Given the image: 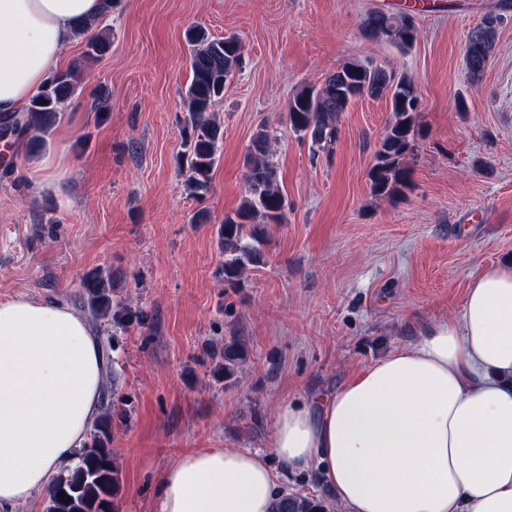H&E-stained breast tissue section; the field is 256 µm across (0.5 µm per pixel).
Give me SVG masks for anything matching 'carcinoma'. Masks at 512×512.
<instances>
[{
	"label": "carcinoma",
	"mask_w": 512,
	"mask_h": 512,
	"mask_svg": "<svg viewBox=\"0 0 512 512\" xmlns=\"http://www.w3.org/2000/svg\"><path fill=\"white\" fill-rule=\"evenodd\" d=\"M512 4L500 5V11L487 12L468 33L464 54L469 76L484 72L496 45L503 12ZM100 19L82 22L76 34L85 37V56L95 59L110 47ZM366 35L376 42L401 50L417 40V8L408 6L398 12L373 10L363 21ZM190 46L191 81L182 96L184 147L182 161L187 169L186 187L200 197L207 193L212 171L219 161L224 128L214 114L224 97V87L240 67L242 41L230 33L214 37L201 27L187 33ZM80 70L68 68L55 74L36 94L21 119L3 123V128L19 136L30 135L32 146L63 111L79 83ZM384 98L392 119L388 123L370 169L371 190L376 196L393 197L410 183L411 170L405 159L412 154L415 140V114L419 101L417 85L407 73L397 74L372 58L347 62L320 85H306L289 102L288 121L293 132L310 142L312 148H330L338 136L339 115L352 100L361 97ZM274 148L268 131L261 127L247 147L244 174L245 197L240 207L224 216L218 234L224 250V283L240 288L249 266L262 259L261 247L270 237L269 226L283 220L288 199L279 186ZM93 323L112 320L122 329L130 324L147 327L152 315L143 308H132L112 300V272L96 270L81 282ZM223 360L214 375L231 380L243 369L247 346L239 336L224 341L219 353ZM113 386H105L101 412L91 424L86 440L75 454L72 465L62 470L48 489L43 512H112V497L120 486V470L112 449V419L125 409L114 402ZM64 492L66 496L59 497ZM272 512H329L324 494L302 495L282 488Z\"/></svg>",
	"instance_id": "cac0c4a2"
}]
</instances>
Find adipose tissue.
<instances>
[{"label": "adipose tissue", "instance_id": "adipose-tissue-1", "mask_svg": "<svg viewBox=\"0 0 512 512\" xmlns=\"http://www.w3.org/2000/svg\"><path fill=\"white\" fill-rule=\"evenodd\" d=\"M107 0H0V113L61 70ZM100 343L62 300L0 298V512L36 506L101 408ZM271 454L199 448L152 512H272L285 473L316 471L345 512H512V263L471 282L457 319L338 390L284 401Z\"/></svg>", "mask_w": 512, "mask_h": 512}]
</instances>
